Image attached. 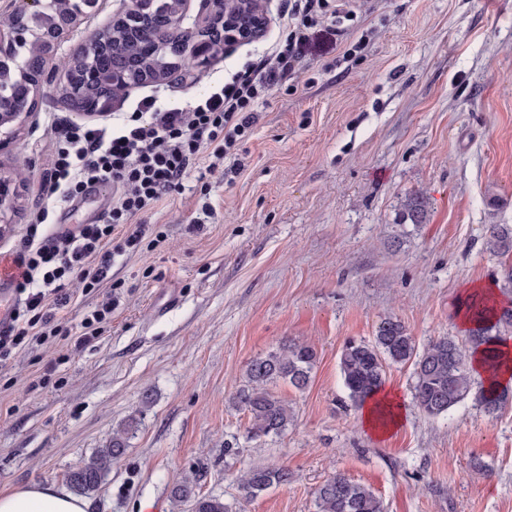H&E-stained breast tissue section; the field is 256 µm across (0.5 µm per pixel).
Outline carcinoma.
<instances>
[{"instance_id":"obj_1","label":"carcinoma","mask_w":512,"mask_h":512,"mask_svg":"<svg viewBox=\"0 0 512 512\" xmlns=\"http://www.w3.org/2000/svg\"><path fill=\"white\" fill-rule=\"evenodd\" d=\"M109 33L112 41L128 56L142 54L143 48L152 45L156 38L149 24L135 34L115 22L109 27ZM17 55L27 61L26 74L13 75L12 82L3 87L5 99H21L20 83L33 73L39 62L29 44L19 46ZM427 213L428 201L423 192L411 196L404 205L403 216L413 224L425 223ZM485 248L490 255L503 258L495 282L500 289L511 292L512 262L505 258L512 256V225H486ZM462 307L473 323L463 341L443 336L419 350L404 323L395 317H386L377 325L373 340L346 342L340 353L339 369L351 403L362 406L371 394L384 386L388 365L411 363L414 400L425 415L444 417L470 399L486 415L495 416L512 401V389L477 383L472 377L471 357L478 350L484 351L487 367L492 372L496 370L500 362L496 341L503 339L502 333L512 330V302L494 306L473 295L464 299ZM316 360L317 352L312 345L288 340L248 363L245 383L236 390L230 404L247 413L249 437H279L288 429L293 410L272 386L282 381L298 391L305 390ZM133 430V423L128 422L113 432L112 443L73 467L67 474V482L81 491L98 487L125 454ZM293 480L294 473L286 467L252 466L239 473L237 488L241 498L250 500ZM171 495L174 500L189 504L190 512H237L220 497L197 491V482L190 477L174 485ZM315 502L317 512H384L382 500L370 487L340 473L318 486Z\"/></svg>"}]
</instances>
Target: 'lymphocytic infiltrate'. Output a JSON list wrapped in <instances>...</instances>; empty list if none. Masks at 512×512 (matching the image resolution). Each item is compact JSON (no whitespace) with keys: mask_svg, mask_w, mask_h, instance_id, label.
<instances>
[{"mask_svg":"<svg viewBox=\"0 0 512 512\" xmlns=\"http://www.w3.org/2000/svg\"><path fill=\"white\" fill-rule=\"evenodd\" d=\"M359 9V0H289L281 42L216 90L183 106L146 100L117 127L59 122L45 197L63 201L102 185L112 190V211L65 233L28 225L12 250L22 300L0 327V363L61 335L77 297L111 285L114 255L138 252L151 231L138 216L178 190L200 159L209 173L238 172L237 147L252 134L259 103L295 72L305 29L320 19L341 28Z\"/></svg>","mask_w":512,"mask_h":512,"instance_id":"lymphocytic-infiltrate-1","label":"lymphocytic infiltrate"}]
</instances>
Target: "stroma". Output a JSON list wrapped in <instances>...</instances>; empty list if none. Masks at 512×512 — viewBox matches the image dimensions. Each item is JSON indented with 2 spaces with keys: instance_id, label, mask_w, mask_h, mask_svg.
<instances>
[{
  "instance_id": "obj_1",
  "label": "stroma",
  "mask_w": 512,
  "mask_h": 512,
  "mask_svg": "<svg viewBox=\"0 0 512 512\" xmlns=\"http://www.w3.org/2000/svg\"><path fill=\"white\" fill-rule=\"evenodd\" d=\"M283 6L267 0L260 39L224 48L185 82L128 89L112 113L209 93L270 52ZM118 7L98 0L61 41L37 111L0 151V175L16 187L0 252L40 210L76 225L112 208L108 191L47 204L41 182L53 120L70 113L56 66ZM258 115L241 173L191 169L144 216L157 239L116 257L119 306L97 340L78 349L61 335L0 369V491L66 488L67 473L133 418L125 455L85 494L91 512H188L171 495L187 475L231 503L250 466H285L295 479L241 512H316V488L336 473L370 487L385 512H512V404L492 418L468 401L432 419L413 401L412 364H392L385 386L407 414L378 439L339 371L345 341L372 340L388 316L420 348L464 339L459 299L491 282L485 227L512 224V0H364L345 35L309 29L299 71ZM418 191L427 220L402 223ZM287 338L316 349L311 383L274 384L294 420L280 437L247 440L248 417L228 399L247 363Z\"/></svg>"
}]
</instances>
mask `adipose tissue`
Returning a JSON list of instances; mask_svg holds the SVG:
<instances>
[{
    "mask_svg": "<svg viewBox=\"0 0 512 512\" xmlns=\"http://www.w3.org/2000/svg\"><path fill=\"white\" fill-rule=\"evenodd\" d=\"M406 417L404 404L388 389L376 392L360 409L363 426L377 437H385L398 428ZM89 502L42 483L0 492V512H89Z\"/></svg>",
    "mask_w": 512,
    "mask_h": 512,
    "instance_id": "obj_1",
    "label": "adipose tissue"
}]
</instances>
